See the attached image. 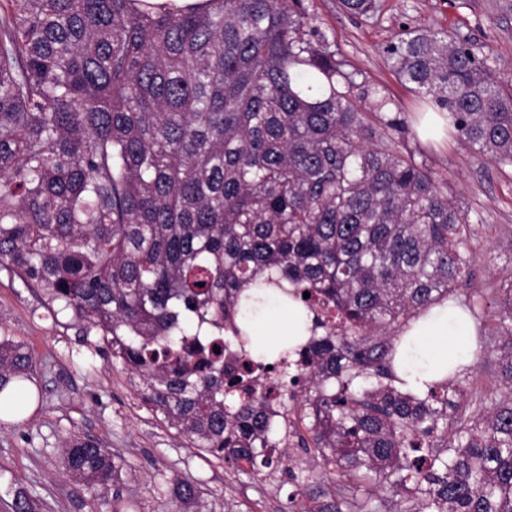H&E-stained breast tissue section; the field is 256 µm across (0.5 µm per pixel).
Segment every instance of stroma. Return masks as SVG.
<instances>
[{
  "label": "stroma",
  "instance_id": "obj_1",
  "mask_svg": "<svg viewBox=\"0 0 512 512\" xmlns=\"http://www.w3.org/2000/svg\"><path fill=\"white\" fill-rule=\"evenodd\" d=\"M318 26L351 68L404 112L418 101L387 64L385 48L405 27L420 23L460 35L493 73L512 77V0H379L374 17L346 13L340 0H310ZM417 161L448 180V197L480 225V258L472 287L490 289L512 275V167L461 148L454 138L416 134ZM0 336L31 347L33 381L44 401L24 421H0V512H12L17 489H36L34 512H91L92 496L66 476L61 445L76 434L100 440L125 458L121 493L135 512H175L164 483L189 476L213 512H289L296 486L283 468L244 474L201 455L135 394L130 373L115 361L99 332L83 335L68 312H49L36 290L0 267Z\"/></svg>",
  "mask_w": 512,
  "mask_h": 512
}]
</instances>
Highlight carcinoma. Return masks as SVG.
Returning <instances> with one entry per match:
<instances>
[{"instance_id": "obj_1", "label": "carcinoma", "mask_w": 512, "mask_h": 512, "mask_svg": "<svg viewBox=\"0 0 512 512\" xmlns=\"http://www.w3.org/2000/svg\"><path fill=\"white\" fill-rule=\"evenodd\" d=\"M333 46L304 0H0V266L101 331L142 401L241 472L273 465L267 390L300 387L283 430L308 423L322 473L291 512H512V279L490 289L497 388L465 367L396 385L400 334L471 280L476 228L408 149L410 115ZM386 54L462 148L512 167V83L466 40L406 27ZM283 281L314 313L290 371L252 357L238 321ZM484 302L462 306L482 319ZM33 371L0 337L1 413L26 410ZM62 463L92 508L129 512L121 455L74 435ZM170 493L203 512L190 478Z\"/></svg>"}]
</instances>
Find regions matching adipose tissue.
Returning <instances> with one entry per match:
<instances>
[{
	"label": "adipose tissue",
	"mask_w": 512,
	"mask_h": 512,
	"mask_svg": "<svg viewBox=\"0 0 512 512\" xmlns=\"http://www.w3.org/2000/svg\"><path fill=\"white\" fill-rule=\"evenodd\" d=\"M243 329L251 338L249 350L260 356L276 346L305 342L312 315L281 288L252 289ZM476 326L468 311L453 301L433 306L409 322L398 344L394 371L403 389L422 393L476 356Z\"/></svg>",
	"instance_id": "obj_1"
}]
</instances>
